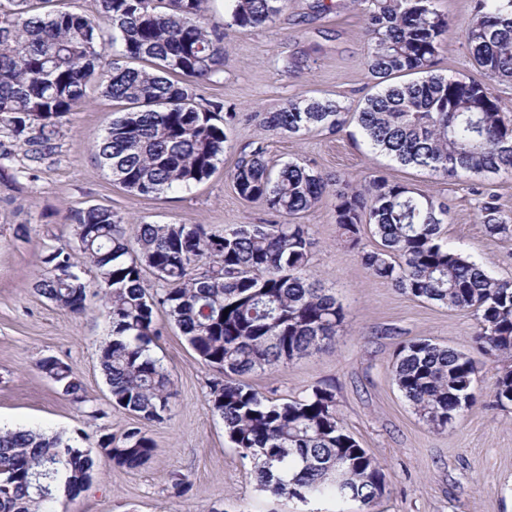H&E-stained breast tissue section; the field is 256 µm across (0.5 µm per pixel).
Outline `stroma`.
Segmentation results:
<instances>
[{"label":"stroma","mask_w":512,"mask_h":512,"mask_svg":"<svg viewBox=\"0 0 512 512\" xmlns=\"http://www.w3.org/2000/svg\"><path fill=\"white\" fill-rule=\"evenodd\" d=\"M323 11L316 0H288L271 28L224 32V68L196 85L198 96L219 101L244 118L228 133L223 163L202 183L156 197H140L113 182L96 160L94 146L118 104L91 83L86 105L66 115L52 151L29 162L24 150L0 161V427L37 429L74 438L81 450L99 455L98 441L120 434L132 415L113 408L99 365V347L109 338V321L99 299L84 314L58 308L34 289L40 257L50 247L74 246L70 210L101 205L130 221L155 224H268L274 217L261 204L240 199L228 174L240 149L253 141L268 145L280 165L296 161L326 175H361L372 169L393 181L442 197L450 206L443 237L498 279L512 280V241L486 235L477 219L481 202L466 178H443L369 153L356 138V124L340 133L275 135L253 112H272L302 96H326L357 112L377 86L366 61L363 16L353 0H334ZM453 27L437 56L438 73L474 77L460 28L474 0H435ZM334 197L303 217L315 239L312 266L346 311L336 346L256 372L248 382L274 399L302 397L335 381L338 410L351 435L387 468L389 492L379 512H512V406L492 409L498 364L480 355V402L444 431L429 430L397 390L391 366L402 343L429 338L470 351L476 319L467 311L417 300L374 278L354 252L339 242ZM26 236H18V225ZM163 335L153 351L174 378L170 420L146 425L155 442L151 460L135 470L103 465L88 489L64 501L60 512H334L333 503L308 506L260 492L249 460L224 434V423L207 402L217 371L189 347L164 311ZM67 362L81 380L87 401L78 405L37 368L39 359ZM105 411L93 419L91 410ZM192 484L183 496L171 487L173 474Z\"/></svg>","instance_id":"1"}]
</instances>
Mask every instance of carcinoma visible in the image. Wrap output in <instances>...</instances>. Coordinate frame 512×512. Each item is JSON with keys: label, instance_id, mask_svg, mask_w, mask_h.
<instances>
[{"label": "carcinoma", "instance_id": "obj_1", "mask_svg": "<svg viewBox=\"0 0 512 512\" xmlns=\"http://www.w3.org/2000/svg\"><path fill=\"white\" fill-rule=\"evenodd\" d=\"M31 2L0 0V130L41 158L97 79L124 109L97 143L96 159L128 192L157 196L208 178L223 161L227 127L240 121L220 102L198 103L193 90L223 71L224 28L271 26L288 0H228L221 23L208 17L209 0H99L94 15L35 13ZM353 2L364 16L371 75H419L383 86L356 112L370 149L474 186L512 171V116L491 91L512 81V0H475L461 27L479 79L436 72L449 22L434 0ZM106 27L111 43L121 45L112 57ZM255 118L276 134L335 133L349 111L337 100L309 97ZM229 178L241 199L262 203L280 220L213 231L131 224L90 206L70 215L82 263L62 247L41 259L44 273L34 287L56 306L82 314L89 298L102 301L111 337L99 364L112 406L142 422L118 438L103 435L101 456L128 470L144 465L155 444L143 425L171 418L173 382L152 350L162 336L155 317L161 308L195 354L222 374L209 385L208 403L233 447L252 460L259 491L303 504L352 501L375 512L387 493L385 467L345 428L336 382L280 401L244 381L336 343L346 313L312 269L314 239L298 223L330 192L329 180L296 162L271 164L262 142L240 151ZM335 198L344 245L372 276L476 316L474 349L501 363L486 406L512 405V280L492 277L448 247V203L377 170L336 177ZM478 219L490 236L512 238L494 195L484 194ZM366 227L378 248L362 243ZM87 269L91 280L83 277ZM148 271L161 283L153 293ZM37 368L74 403L86 402L69 364L48 356ZM477 373L470 353L429 338L402 344L392 366L398 391L433 430L447 429L477 401ZM97 468V459L58 435L1 429L0 512H58L59 499L86 490Z\"/></svg>", "mask_w": 512, "mask_h": 512}]
</instances>
